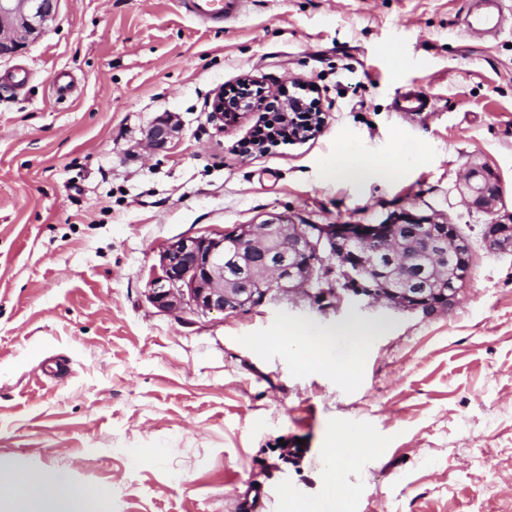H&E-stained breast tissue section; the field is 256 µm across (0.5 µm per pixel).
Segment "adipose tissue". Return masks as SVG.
<instances>
[{
  "label": "adipose tissue",
  "mask_w": 512,
  "mask_h": 512,
  "mask_svg": "<svg viewBox=\"0 0 512 512\" xmlns=\"http://www.w3.org/2000/svg\"><path fill=\"white\" fill-rule=\"evenodd\" d=\"M419 150L397 143L382 158H370L346 143H339L335 156L325 160L326 179L353 185L377 179L394 180L408 159L418 158ZM374 328L360 321H346L333 330L313 325L285 328L273 339L299 366L330 368L327 350L337 337H350L357 348H364ZM0 512H112L107 488H89L75 483L70 471L54 468L21 470L13 458L0 456Z\"/></svg>",
  "instance_id": "obj_1"
}]
</instances>
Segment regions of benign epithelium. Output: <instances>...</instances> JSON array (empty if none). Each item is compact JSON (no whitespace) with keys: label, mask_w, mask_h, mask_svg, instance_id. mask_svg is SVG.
Segmentation results:
<instances>
[{"label":"benign epithelium","mask_w":512,"mask_h":512,"mask_svg":"<svg viewBox=\"0 0 512 512\" xmlns=\"http://www.w3.org/2000/svg\"><path fill=\"white\" fill-rule=\"evenodd\" d=\"M60 0H0V57L12 56L40 38L58 15ZM302 98L246 76L236 97L220 89L209 99L210 118L234 122L268 109L288 124L292 139L318 133L323 112L310 105L305 126L291 120ZM181 127L167 114L146 132V144L163 151ZM468 204L488 216L483 241L512 252V224L498 218L501 186L485 162H473L463 178ZM248 260V273L224 282V263ZM471 248L458 225L407 214L380 224H295L273 215L260 224H238L215 236H186L159 252L158 271L147 283V299L158 311L198 315L241 313L276 295L308 291L323 281L371 302L425 315L450 308L466 288Z\"/></svg>","instance_id":"benign-epithelium-1"}]
</instances>
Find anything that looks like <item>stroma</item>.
Wrapping results in <instances>:
<instances>
[{
    "label": "stroma",
    "mask_w": 512,
    "mask_h": 512,
    "mask_svg": "<svg viewBox=\"0 0 512 512\" xmlns=\"http://www.w3.org/2000/svg\"><path fill=\"white\" fill-rule=\"evenodd\" d=\"M471 5L246 0L244 16L207 28L176 0H60L42 38L0 59V456L109 487L112 512H239L259 489L265 512H476L488 497L512 512V253L485 247L487 217L459 192L468 164L487 162L512 220V9L478 37L459 28ZM59 70L75 79L63 101ZM245 75L299 83L322 131L243 152L258 113L227 124L208 101ZM409 90L434 112H396ZM166 112L182 131L156 154L144 133ZM396 135L424 149L396 181H325L337 140L375 156ZM407 212L470 238L471 280L447 311L298 292L199 316L146 298L161 248L181 236L272 214L379 224ZM349 318L378 329L360 354L337 339L332 371L255 346L287 323ZM363 434L380 455L329 483L331 440Z\"/></svg>",
    "instance_id": "stroma-1"
}]
</instances>
